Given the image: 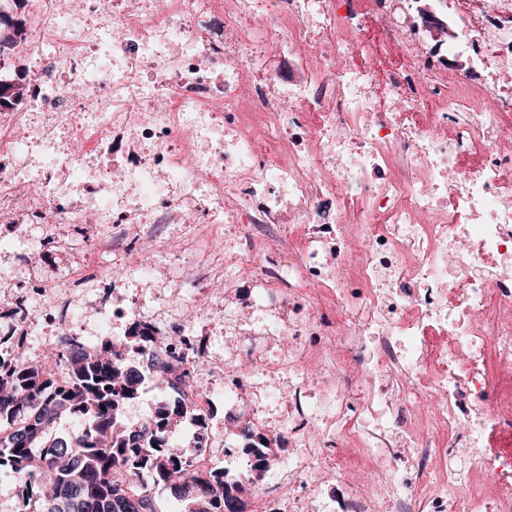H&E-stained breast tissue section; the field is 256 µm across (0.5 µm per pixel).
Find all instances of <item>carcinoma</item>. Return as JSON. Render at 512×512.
Instances as JSON below:
<instances>
[{"mask_svg":"<svg viewBox=\"0 0 512 512\" xmlns=\"http://www.w3.org/2000/svg\"><path fill=\"white\" fill-rule=\"evenodd\" d=\"M26 39L24 27L0 18V48ZM123 349L103 345L99 355L73 350L56 354L66 384L53 390L40 367L25 355L0 371V476L19 480L31 512H155L142 478L157 484L181 481L178 512H245V488L217 472L203 481L172 452V431L193 414L180 401L162 403L135 428L121 421V408L139 397L142 374L118 359ZM63 417L80 418L65 433Z\"/></svg>","mask_w":512,"mask_h":512,"instance_id":"1","label":"carcinoma"}]
</instances>
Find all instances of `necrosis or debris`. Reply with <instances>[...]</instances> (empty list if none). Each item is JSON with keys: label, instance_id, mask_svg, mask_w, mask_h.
<instances>
[{"label": "necrosis or debris", "instance_id": "obj_1", "mask_svg": "<svg viewBox=\"0 0 512 512\" xmlns=\"http://www.w3.org/2000/svg\"><path fill=\"white\" fill-rule=\"evenodd\" d=\"M33 77L0 108V364L33 330L97 353L113 315L144 331L180 400L207 416L251 390L263 340L194 366L191 328L223 300L212 267L173 270L178 314L113 308L122 250L169 224L253 245L231 273L267 288L268 340L308 458L253 512H512V0H35ZM288 61V74L269 70ZM36 298L39 308L28 305ZM189 464L230 459L201 425Z\"/></svg>", "mask_w": 512, "mask_h": 512}]
</instances>
